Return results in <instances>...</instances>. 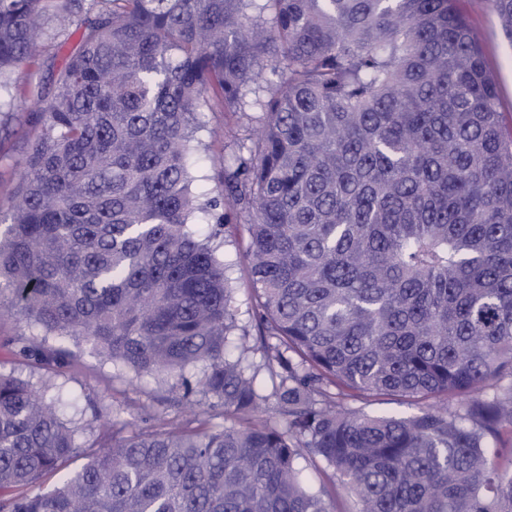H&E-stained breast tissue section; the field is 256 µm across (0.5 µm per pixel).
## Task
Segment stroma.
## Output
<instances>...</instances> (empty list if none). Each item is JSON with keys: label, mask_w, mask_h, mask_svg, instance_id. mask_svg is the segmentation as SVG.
I'll use <instances>...</instances> for the list:
<instances>
[{"label": "stroma", "mask_w": 512, "mask_h": 512, "mask_svg": "<svg viewBox=\"0 0 512 512\" xmlns=\"http://www.w3.org/2000/svg\"><path fill=\"white\" fill-rule=\"evenodd\" d=\"M459 6L482 48L486 64L493 73L500 98L503 122L512 129V42L501 32L488 0H460ZM78 46L70 40L59 49L41 54L34 65L25 67L23 81L39 86L43 92H51L57 69L66 56ZM7 129L0 130V212H8L15 186L19 179V162L27 149V140L34 132L32 110L18 109L7 117ZM205 128L198 134L202 142L197 155L196 170L204 175L203 185L212 196H221L224 189V168L230 165L235 151L230 142L218 138L217 130L223 127L237 129L248 126L247 117L239 113L223 111L218 102H211L203 115ZM248 234L244 221L231 223L224 236L222 252L229 274L238 286L235 302L238 321L248 332H255V319L248 291ZM52 381L67 397L78 398L83 419H91L93 408L119 407L124 418L139 427L151 428L153 415L163 411L173 424H182L188 416L177 404L167 383L150 377L130 379L112 373L101 364L98 357L83 353L72 366L54 375Z\"/></svg>", "instance_id": "obj_1"}]
</instances>
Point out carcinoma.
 I'll list each match as a JSON object with an SVG mask.
<instances>
[{
  "instance_id": "cac0c4a2",
  "label": "carcinoma",
  "mask_w": 512,
  "mask_h": 512,
  "mask_svg": "<svg viewBox=\"0 0 512 512\" xmlns=\"http://www.w3.org/2000/svg\"><path fill=\"white\" fill-rule=\"evenodd\" d=\"M457 2L0 0V112L28 102L38 126L0 217V317L35 330L16 356L57 374L88 350L242 422L117 411L94 433L0 370V512H336L305 454L351 512H512V462L487 453L512 432V133ZM489 4L512 40V0ZM76 33L46 101L19 71ZM210 93L261 111L222 203L194 188ZM378 398L419 411L350 405ZM230 224L227 227L228 232L224 236V246L221 251L224 254V262L229 267L228 272L235 279L238 286L235 305L239 324L250 333V345L254 347L249 353V361L258 366L262 364V348L259 342L256 343L258 336L248 291L247 248L249 238L243 217L237 221H232Z\"/></svg>"
}]
</instances>
